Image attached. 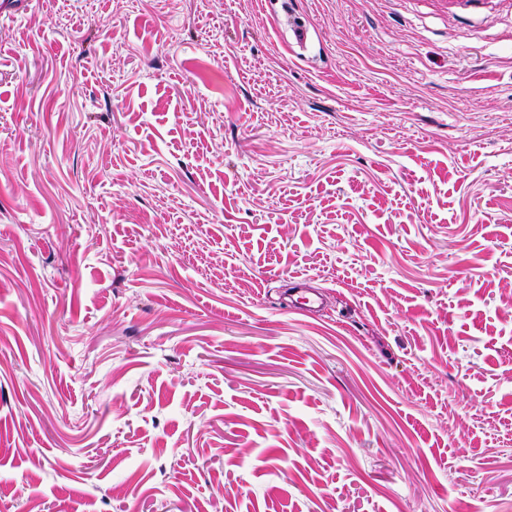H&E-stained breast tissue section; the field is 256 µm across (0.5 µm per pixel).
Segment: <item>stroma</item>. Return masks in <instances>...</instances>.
I'll return each instance as SVG.
<instances>
[{
    "instance_id": "1",
    "label": "stroma",
    "mask_w": 512,
    "mask_h": 512,
    "mask_svg": "<svg viewBox=\"0 0 512 512\" xmlns=\"http://www.w3.org/2000/svg\"><path fill=\"white\" fill-rule=\"evenodd\" d=\"M0 512H512V0L1 6Z\"/></svg>"
}]
</instances>
